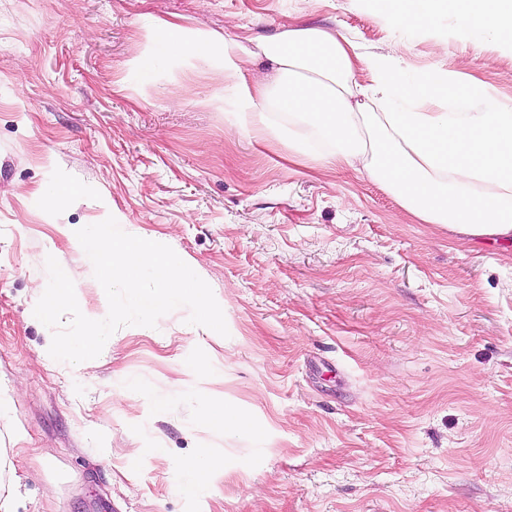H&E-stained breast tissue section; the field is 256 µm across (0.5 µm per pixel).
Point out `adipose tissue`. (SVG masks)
<instances>
[{
	"instance_id": "adipose-tissue-1",
	"label": "adipose tissue",
	"mask_w": 512,
	"mask_h": 512,
	"mask_svg": "<svg viewBox=\"0 0 512 512\" xmlns=\"http://www.w3.org/2000/svg\"><path fill=\"white\" fill-rule=\"evenodd\" d=\"M391 20L415 27L453 14L461 28L512 47V0H379ZM208 62L234 93L238 129L287 142L294 159L339 168L362 167L421 223L471 237H512V112L490 88L454 72L403 79L402 61L366 55L329 30L290 26L247 45L232 37L145 18L127 61L150 79L165 59ZM271 70L242 78L247 62ZM369 83H359L358 72ZM473 102L455 115L436 105L448 94ZM219 463L199 447L182 462L181 492L198 503Z\"/></svg>"
}]
</instances>
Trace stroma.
<instances>
[{"instance_id": "35a3bbf8", "label": "stroma", "mask_w": 512, "mask_h": 512, "mask_svg": "<svg viewBox=\"0 0 512 512\" xmlns=\"http://www.w3.org/2000/svg\"><path fill=\"white\" fill-rule=\"evenodd\" d=\"M147 16L240 40L325 28L512 110V50L377 0H0V512H194L180 466L202 445L223 464L204 512H512V240L421 223L363 170L239 133L204 62L142 82L126 61ZM52 183L72 192L54 211ZM110 211L209 284L228 336L180 307L44 361L45 261L106 316L75 231ZM201 391L250 431L202 426Z\"/></svg>"}]
</instances>
